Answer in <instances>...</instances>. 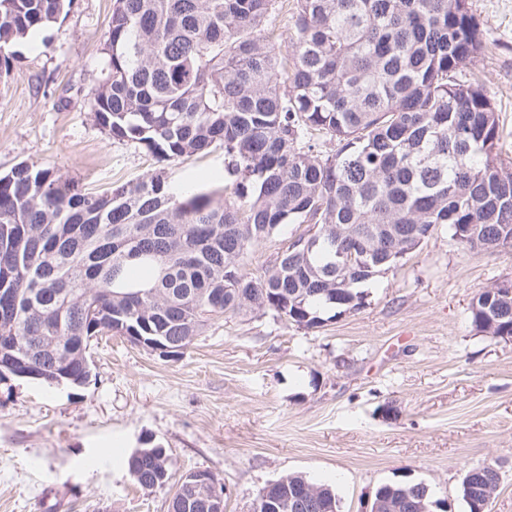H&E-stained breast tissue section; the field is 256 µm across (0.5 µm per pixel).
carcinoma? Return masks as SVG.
Returning <instances> with one entry per match:
<instances>
[{"instance_id": "1", "label": "carcinoma", "mask_w": 512, "mask_h": 512, "mask_svg": "<svg viewBox=\"0 0 512 512\" xmlns=\"http://www.w3.org/2000/svg\"><path fill=\"white\" fill-rule=\"evenodd\" d=\"M66 0H0V48L47 26ZM281 0H112L97 124L162 161L224 149V185L195 193L163 173L86 193L50 168L0 176V366L21 354L45 384L80 386L102 335L180 336L213 316L271 314L323 326L364 304L361 288L440 229L472 253L512 238V170L498 153L496 105L456 74L483 34L471 0H294L288 54ZM336 141L321 158L305 141ZM287 224L279 264L246 271ZM342 253L354 255L350 266ZM470 319L512 336L509 287L479 291ZM144 490L172 479L165 449L127 460ZM497 463L469 468L467 512H490ZM334 502L328 485L282 478ZM382 512H421V484L383 485ZM178 480L173 512H204ZM307 229V224H287L278 236L260 244L250 252L246 260V268L248 271L255 275H260L274 260L277 252L287 247L293 238L304 234ZM285 250L286 248L279 253V258Z\"/></svg>"}]
</instances>
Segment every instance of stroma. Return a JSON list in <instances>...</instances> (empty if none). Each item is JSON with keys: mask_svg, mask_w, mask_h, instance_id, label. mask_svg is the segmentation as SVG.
I'll return each mask as SVG.
<instances>
[{"mask_svg": "<svg viewBox=\"0 0 512 512\" xmlns=\"http://www.w3.org/2000/svg\"><path fill=\"white\" fill-rule=\"evenodd\" d=\"M472 10L486 49L457 78L493 90L512 168V0ZM111 15L112 0H70L38 41L8 47L0 174L42 165L99 192L163 169L212 189L222 148L164 164L96 124L85 89ZM506 280L512 245L473 254L441 230L381 274L359 310L322 327L226 314L176 356L102 337L81 386L1 380L0 512H168L174 485L141 489L127 469L149 445L166 449L174 476L220 479L224 512H251L259 490L290 474L330 486L339 512H369L377 487L416 483L432 512H465V470L491 460V512H512V341L477 331L469 313L479 290Z\"/></svg>", "mask_w": 512, "mask_h": 512, "instance_id": "obj_1", "label": "stroma"}]
</instances>
